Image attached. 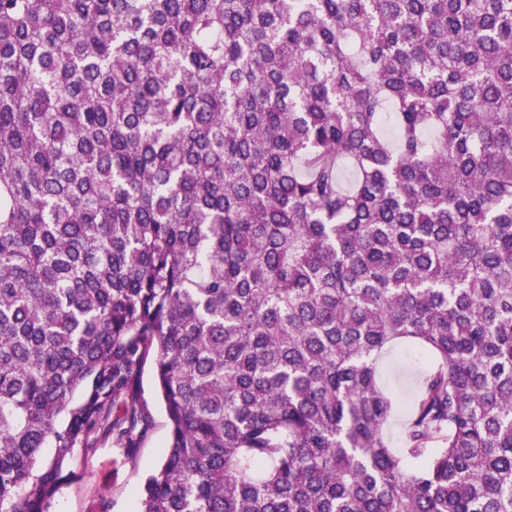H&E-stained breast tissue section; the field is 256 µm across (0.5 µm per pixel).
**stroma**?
I'll list each match as a JSON object with an SVG mask.
<instances>
[{
    "mask_svg": "<svg viewBox=\"0 0 512 512\" xmlns=\"http://www.w3.org/2000/svg\"><path fill=\"white\" fill-rule=\"evenodd\" d=\"M419 366L418 358L397 346L381 362V382L396 396L409 397ZM153 370V358H146L131 389L140 419L133 440L125 441L113 430V421L125 414L124 406H115L109 422L93 436L92 451L76 454L51 512H138L143 480L163 462L169 436Z\"/></svg>",
    "mask_w": 512,
    "mask_h": 512,
    "instance_id": "stroma-1",
    "label": "stroma"
}]
</instances>
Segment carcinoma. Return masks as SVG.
I'll list each match as a JSON object with an SVG mask.
<instances>
[{
	"label": "carcinoma",
	"mask_w": 512,
	"mask_h": 512,
	"mask_svg": "<svg viewBox=\"0 0 512 512\" xmlns=\"http://www.w3.org/2000/svg\"><path fill=\"white\" fill-rule=\"evenodd\" d=\"M150 351L138 512H512V0H0V512ZM405 350L404 345L395 347L384 356L380 366L383 386L400 398L411 395L415 383L414 370L421 367L418 355L412 351L405 356Z\"/></svg>",
	"instance_id": "cac0c4a2"
}]
</instances>
